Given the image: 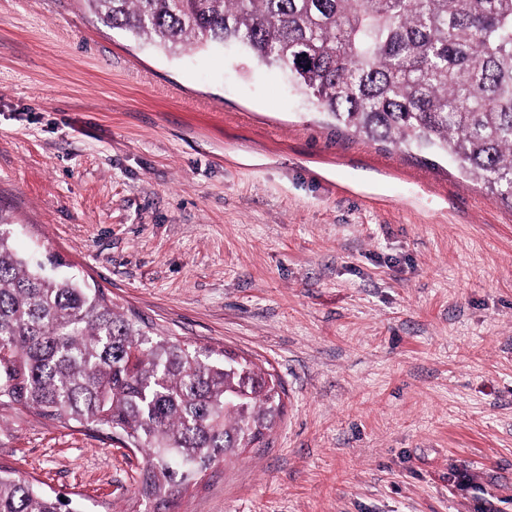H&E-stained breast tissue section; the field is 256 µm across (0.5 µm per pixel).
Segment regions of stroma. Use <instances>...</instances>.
<instances>
[{
    "mask_svg": "<svg viewBox=\"0 0 512 512\" xmlns=\"http://www.w3.org/2000/svg\"><path fill=\"white\" fill-rule=\"evenodd\" d=\"M0 208L20 253L280 379L265 442L178 512H512V206L448 158L335 125L237 52L0 0ZM0 464L152 512L103 430L0 405Z\"/></svg>",
    "mask_w": 512,
    "mask_h": 512,
    "instance_id": "obj_1",
    "label": "stroma"
}]
</instances>
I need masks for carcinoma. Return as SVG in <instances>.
Returning <instances> with one entry per match:
<instances>
[{"mask_svg":"<svg viewBox=\"0 0 512 512\" xmlns=\"http://www.w3.org/2000/svg\"><path fill=\"white\" fill-rule=\"evenodd\" d=\"M87 2L159 47L230 46L280 68L337 124L446 154L512 206V0ZM43 266L19 254L0 213V405L122 434L143 460L136 494L163 512L273 430L274 373L164 335ZM0 512L82 510L0 466Z\"/></svg>","mask_w":512,"mask_h":512,"instance_id":"obj_1","label":"carcinoma"}]
</instances>
